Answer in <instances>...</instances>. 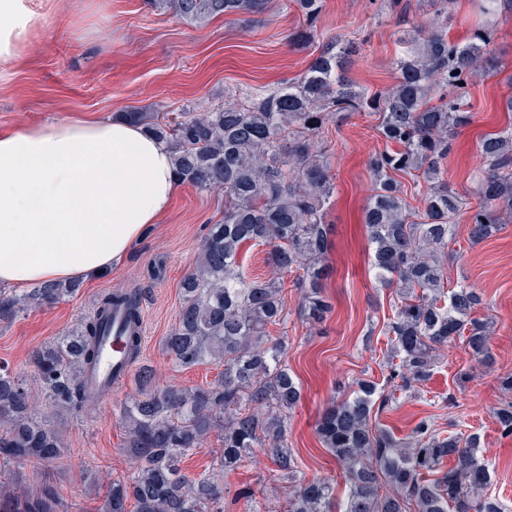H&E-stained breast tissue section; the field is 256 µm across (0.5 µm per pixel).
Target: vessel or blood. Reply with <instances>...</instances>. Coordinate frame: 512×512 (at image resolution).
Wrapping results in <instances>:
<instances>
[{
    "instance_id": "obj_1",
    "label": "vessel or blood",
    "mask_w": 512,
    "mask_h": 512,
    "mask_svg": "<svg viewBox=\"0 0 512 512\" xmlns=\"http://www.w3.org/2000/svg\"><path fill=\"white\" fill-rule=\"evenodd\" d=\"M124 323L122 311L112 314V329L102 338L96 362L87 368L85 378L100 397H108L112 390L125 383L133 369L124 353L125 338L120 330Z\"/></svg>"
}]
</instances>
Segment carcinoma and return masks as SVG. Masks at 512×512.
Here are the masks:
<instances>
[{"label": "carcinoma", "mask_w": 512, "mask_h": 512, "mask_svg": "<svg viewBox=\"0 0 512 512\" xmlns=\"http://www.w3.org/2000/svg\"><path fill=\"white\" fill-rule=\"evenodd\" d=\"M189 22L255 14L266 0H154ZM303 27L289 39L317 36L323 0H293ZM430 28L410 39L394 61L396 83L368 90L346 77V46L336 38L312 59L298 81L246 93L222 107L184 112L177 120L127 112L124 118L165 141L181 184L224 191V218L210 225L199 260L182 280L178 319L163 350L180 367L209 361L224 365L208 388L153 389L152 373L139 367L137 394L121 407L134 470L112 480L105 512H225L224 485L204 471L192 477L182 459L219 432V469H239L255 451L265 453L288 482L286 512H507L485 493L489 466L477 457L475 434H446L425 416L405 441L372 423L378 384L356 382L352 393L329 406L317 433L342 467L344 493L336 485L298 474L288 448L290 411L301 389L288 368V337L271 329L288 323L285 278L300 290V315L322 323L332 305L324 294L330 242L326 206L335 192L328 151L317 148L327 123L340 112L378 116L385 148L368 168L374 192L363 224L373 247L379 282L395 289L394 319L383 330L386 363L399 390L430 378L436 350L454 337L476 361L490 358L491 320L476 315L482 297L472 288L448 287V243L456 219L469 224L470 240L493 237L512 216V123L480 142L481 164L470 176L477 203L448 186L444 170L455 133L469 123L465 95L480 59H491L495 29L487 24L464 43L448 39L447 0ZM270 247L269 278L245 276L247 245ZM79 283H53L23 296L0 291V321L26 307L51 304ZM125 310L132 360L140 354L135 326L141 301L131 290L101 294L91 315L33 357L34 380L58 410L90 408L97 396L84 376L97 358L99 338L112 310ZM501 433L512 435V401L496 411ZM63 444L45 414L31 408L24 380L0 366V461L17 465L59 459ZM454 465L443 469L444 461ZM133 510H128V507ZM0 512H68L59 490L44 486L26 494L16 476H0Z\"/></svg>", "instance_id": "1"}]
</instances>
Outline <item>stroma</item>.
Wrapping results in <instances>:
<instances>
[{
	"mask_svg": "<svg viewBox=\"0 0 512 512\" xmlns=\"http://www.w3.org/2000/svg\"><path fill=\"white\" fill-rule=\"evenodd\" d=\"M405 2L401 9L389 7L386 0H325L318 38L294 44L287 36L300 18L288 0H269L262 14L217 17L202 25L149 0H44V28L20 59L0 72V133L76 116L116 118L137 111L173 118L218 107L239 90H273L299 78L336 35L355 47L349 77L366 88H387L395 82L394 59L435 14L431 0ZM492 21L497 30L493 62L477 72L468 88L471 121L456 136L445 173L462 194L473 190L469 175L479 164V140L512 121L505 110L512 97V6L502 8ZM376 125V117L358 114L330 120L324 134L336 185L326 214L331 316L319 325L302 322L296 314L299 294L284 291L290 311L287 361L303 394L288 420V445L309 478L340 476L315 432L323 409L362 377L376 381L381 393L392 388L383 362L387 339L382 326L393 315L394 291L374 277L372 248L361 223L373 188L368 160L383 146ZM223 214V193L179 186L160 224L150 227L107 275L83 279L76 296L28 307L13 320L0 322V364L31 379L32 353L90 315L98 294L134 289L142 297L146 325L140 362L151 367L154 384L195 388L216 382L218 364L175 366L162 339L177 321L180 282L194 266L209 225ZM448 254L449 285L462 283L483 296L493 321V363L478 365L464 341L455 339L440 351L420 395L399 396L376 409L374 419L400 437L430 415L441 429L478 433L477 454L492 468L489 491L512 510V437L502 436L495 420L506 400L498 378L512 374V222L475 244L465 221H458ZM154 265L161 266L160 277H149ZM137 390L136 378H129L86 413L52 410L41 388L32 384L30 403L49 414L65 453L51 463L20 466L22 487L33 493L50 483L73 512H98L108 483L134 469L124 448L120 408ZM221 480L226 512H285L284 483L265 455L246 460ZM244 487L253 492L250 500L237 496Z\"/></svg>",
	"mask_w": 512,
	"mask_h": 512,
	"instance_id": "stroma-1",
	"label": "stroma"
}]
</instances>
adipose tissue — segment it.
<instances>
[{
    "label": "adipose tissue",
    "instance_id": "adipose-tissue-1",
    "mask_svg": "<svg viewBox=\"0 0 512 512\" xmlns=\"http://www.w3.org/2000/svg\"><path fill=\"white\" fill-rule=\"evenodd\" d=\"M45 22L36 0H0V68ZM176 189L167 144L128 120L72 117L0 133V288L110 268Z\"/></svg>",
    "mask_w": 512,
    "mask_h": 512
}]
</instances>
